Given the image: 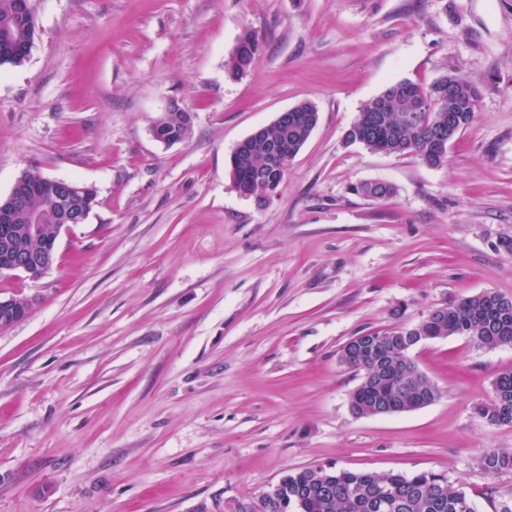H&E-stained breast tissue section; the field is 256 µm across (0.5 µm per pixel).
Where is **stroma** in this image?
<instances>
[{
	"instance_id": "35a3bbf8",
	"label": "stroma",
	"mask_w": 512,
	"mask_h": 512,
	"mask_svg": "<svg viewBox=\"0 0 512 512\" xmlns=\"http://www.w3.org/2000/svg\"><path fill=\"white\" fill-rule=\"evenodd\" d=\"M25 64L0 67V197L34 166L94 187L34 298L0 329V512H237L286 474L435 471L494 512L484 449L512 427L476 407L512 346L424 343L432 404L355 416L341 347L486 290L512 298V0H30ZM260 52L226 65L240 35ZM480 89L431 167L345 146L361 107L404 80ZM193 112L172 146L150 127ZM313 103L280 192L228 174L235 146ZM364 182L394 187L376 200ZM237 46V54L232 56L227 65L226 72L228 76L238 77L242 75L252 65L259 51L258 40L250 31L242 33Z\"/></svg>"
}]
</instances>
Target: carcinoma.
I'll return each mask as SVG.
<instances>
[{"mask_svg":"<svg viewBox=\"0 0 512 512\" xmlns=\"http://www.w3.org/2000/svg\"><path fill=\"white\" fill-rule=\"evenodd\" d=\"M22 0H0V66H20L28 54L20 47L34 37L28 18L20 5ZM259 43L253 33L245 31L239 37L237 54L227 65V75L237 77L253 63ZM451 82L457 86L460 100L459 130L473 121L480 98L477 86L451 73L430 83L403 80L388 87L383 94L389 105L385 112H371L378 99L364 104L358 119L349 128L351 143H358L372 151L388 154H410L428 166H440L448 161V136L436 139L435 118L448 116V97H438L439 85ZM305 120L300 123L271 122L263 133L239 144L229 162V176L238 191H246L260 205L267 202L261 184L255 175L268 167L271 152L288 157L296 156L315 128L316 108L310 103L300 104ZM359 194L384 199L394 193L386 183H366L355 188ZM37 223L48 225L53 231L57 223L55 203L43 196L29 199ZM26 221L9 225L6 235L0 227V256L8 250L25 251L31 242L23 235ZM419 336H468L482 346L512 345V301L495 291H483L457 300H450L431 321L422 322ZM399 352L386 346L376 358H366L355 371L378 374L393 368ZM436 400L440 391L433 383L422 384L412 369L392 380L377 379L361 411L373 409V404L394 401L412 406L421 395ZM480 414L491 424L512 427V370L497 374L491 399L479 408ZM480 466L488 475L512 470V452L486 448L480 457ZM332 489L325 491L319 484L318 468H305L284 476V483L276 497L267 501L266 512H475L466 509L470 499L466 493L448 484L438 472L422 471L413 474H381L370 471H351L328 467Z\"/></svg>","mask_w":512,"mask_h":512,"instance_id":"carcinoma-1","label":"carcinoma"}]
</instances>
